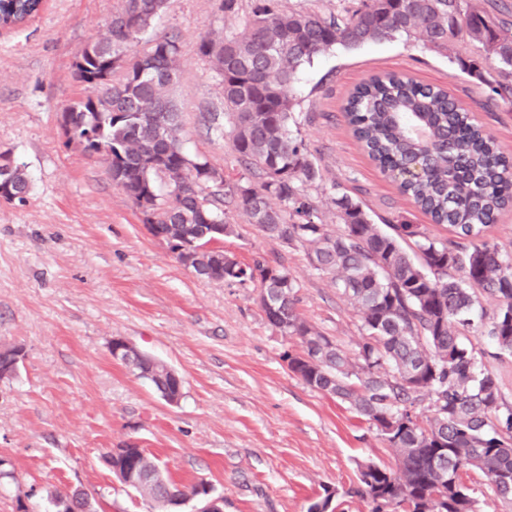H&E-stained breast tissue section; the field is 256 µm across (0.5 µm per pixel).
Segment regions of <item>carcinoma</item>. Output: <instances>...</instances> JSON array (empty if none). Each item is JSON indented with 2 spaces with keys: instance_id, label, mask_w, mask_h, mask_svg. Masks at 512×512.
I'll return each instance as SVG.
<instances>
[{
  "instance_id": "1",
  "label": "carcinoma",
  "mask_w": 512,
  "mask_h": 512,
  "mask_svg": "<svg viewBox=\"0 0 512 512\" xmlns=\"http://www.w3.org/2000/svg\"><path fill=\"white\" fill-rule=\"evenodd\" d=\"M169 0H124L104 39L75 54L73 78L93 95L63 107L59 125L66 142L98 156L106 173L135 204H151L150 232L170 245L182 263L214 281L260 288L276 310L268 324L299 340L284 351L288 369L307 386L337 398L366 417L393 448L396 469L359 466L352 493L372 512H476L460 472L478 469L493 494L512 501V411H500L495 375L461 340V330L485 334L512 355V251L483 239L488 227L512 209V158L474 115L462 112L444 86L405 75L375 73L349 94L344 112L354 137L381 172L452 237L437 240L411 224H375L360 202L334 198L340 232L325 229L304 184L318 176L304 139L293 133L292 86L299 70L334 48L415 36L429 48L470 46L457 53L460 73L512 106V20L469 7L468 0H350L336 13L286 11L279 0H252L243 28L200 41L198 54L215 74L224 115L233 126L237 179L205 174L206 159L192 156L182 140V116L170 91L180 73L176 34H156ZM42 0H0V24L18 27L37 14ZM145 48L128 56L130 44ZM167 152L158 167L142 156ZM421 173L414 174V164ZM18 202L30 190L19 166L8 173ZM277 200L274 207L271 200ZM242 210L270 238L307 246L313 268L331 277L358 308L362 340L355 357L301 318L300 285L282 260L259 255L250 264L204 251L224 221V205ZM415 249H406L408 243ZM501 301L488 323L473 318L477 293ZM125 366L148 380L161 397L182 382L166 364L137 352ZM428 400L440 413L417 424L410 411ZM115 471L125 466L144 480L138 493L168 506L180 493L172 479L155 477L159 461L141 448L127 456L108 452Z\"/></svg>"
}]
</instances>
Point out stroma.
Returning <instances> with one entry per match:
<instances>
[{
  "label": "stroma",
  "instance_id": "stroma-1",
  "mask_svg": "<svg viewBox=\"0 0 512 512\" xmlns=\"http://www.w3.org/2000/svg\"><path fill=\"white\" fill-rule=\"evenodd\" d=\"M251 0L225 15L219 0H170L158 24L181 37V74L173 88L192 155L232 172V127L208 130L203 116L223 105L201 60L203 38L241 29ZM123 0H48L20 28L0 33V153L25 168V202H0V349L24 358L0 380V512H51L55 492L87 494L93 512H164L124 487L104 461L130 443L156 457L172 480L207 483L224 512H307L332 496L335 512H371L351 493L358 466L396 463L366 417L291 373L284 351L299 348L266 321L252 285L209 281L154 237L102 161L67 142L59 126L66 104L89 95L71 63L87 41L105 37ZM448 51L396 38L356 50L336 48L304 67L295 117L320 176L306 191L330 230L332 203L344 192L374 221L434 224L383 176L352 137L342 112L348 92L373 71L406 73L447 86L505 152L512 153V108L488 104L483 87L460 74ZM224 251L247 263L283 259L300 285L296 308L347 354L361 340L357 308L310 264L300 244L269 238L234 207ZM122 338L170 365L182 379L178 403L113 360ZM495 374L502 411L512 410V356L488 337L463 333Z\"/></svg>",
  "mask_w": 512,
  "mask_h": 512
}]
</instances>
